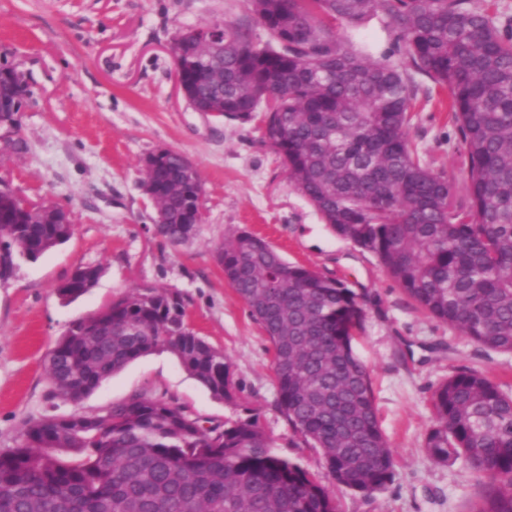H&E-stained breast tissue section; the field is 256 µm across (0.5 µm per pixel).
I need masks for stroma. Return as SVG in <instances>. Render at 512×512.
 <instances>
[{
  "label": "stroma",
  "mask_w": 512,
  "mask_h": 512,
  "mask_svg": "<svg viewBox=\"0 0 512 512\" xmlns=\"http://www.w3.org/2000/svg\"><path fill=\"white\" fill-rule=\"evenodd\" d=\"M247 0H0V65L17 68L31 96L20 112L22 153L0 156V180L32 201L66 210L73 237L37 260H16L0 277V449L55 408L45 360L69 325L136 287L185 302L190 327L230 358L240 391L210 395L167 351L128 365L86 397L92 414L147 394L213 421L256 417L276 454L317 478L327 469L275 407L270 343L224 280L214 258L225 237L247 231L289 262L344 280L364 309L356 351L371 374L382 431L396 466L372 496L338 492L340 512H473L483 483L463 462L435 463L424 444L431 396L463 369L512 391V354L482 347L419 309L377 259L336 235L293 187L259 120L194 111L176 93L170 52L177 31L245 15ZM410 135L423 160L465 194V153L446 113L428 105ZM160 148L186 155L204 187V222L172 245L155 231L140 187L143 157ZM102 274L88 293L62 300L58 285L77 267Z\"/></svg>",
  "instance_id": "1"
}]
</instances>
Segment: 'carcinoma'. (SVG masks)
Wrapping results in <instances>:
<instances>
[{
    "label": "carcinoma",
    "mask_w": 512,
    "mask_h": 512,
    "mask_svg": "<svg viewBox=\"0 0 512 512\" xmlns=\"http://www.w3.org/2000/svg\"><path fill=\"white\" fill-rule=\"evenodd\" d=\"M378 15L392 48L373 59L336 25ZM223 24L219 56L174 36L193 102L229 118L262 113V142L339 237L372 254L434 319L512 354V14L499 0H248L247 14ZM409 67L447 91L466 149L463 196L410 137L419 88ZM25 101L11 67L0 66L4 114ZM183 157L170 150L143 172L163 190L157 199L172 223L156 232L173 244L186 240L181 214L195 193L178 179ZM73 233L1 196L0 275L14 255L36 260ZM214 253L270 342L277 410L321 449L333 487L274 453L252 417L206 426L139 394L92 416L28 421L20 444L0 451V512H339L334 489L371 496L391 481L394 453L353 347L363 318L356 293L247 231ZM100 272L87 280L75 269L58 295L78 298ZM156 350L214 397L235 399L229 358L189 327L180 297L155 287L70 324L46 360L51 397L77 405ZM425 448L439 464L464 460L485 484L476 512H512V394L486 374L459 371L434 390Z\"/></svg>",
    "instance_id": "cac0c4a2"
}]
</instances>
